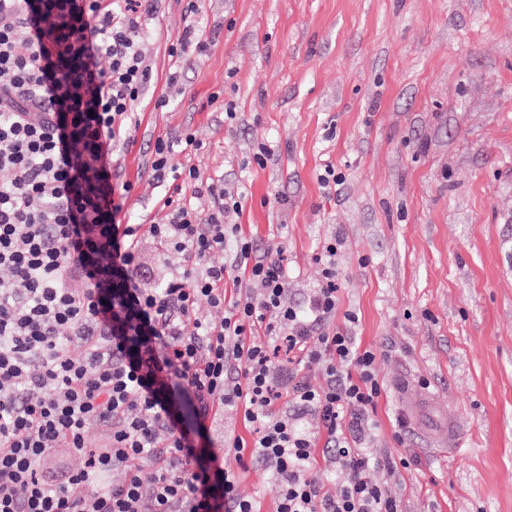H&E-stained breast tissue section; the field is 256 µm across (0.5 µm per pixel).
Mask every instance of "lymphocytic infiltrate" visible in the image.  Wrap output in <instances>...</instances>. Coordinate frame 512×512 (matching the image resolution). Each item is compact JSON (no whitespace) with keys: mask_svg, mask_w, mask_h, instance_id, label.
<instances>
[{"mask_svg":"<svg viewBox=\"0 0 512 512\" xmlns=\"http://www.w3.org/2000/svg\"><path fill=\"white\" fill-rule=\"evenodd\" d=\"M154 7L0 0V512H258L205 446L218 405L252 425L234 452L270 465L276 512H400L367 477L382 386L358 316L338 311L335 241L315 256L318 285L291 302L283 257L258 254L234 221L241 195L173 163L195 148L189 133L154 143L162 222L128 215L135 186L114 182L112 148L130 141L153 79L141 17ZM146 239L178 259L154 288L141 283ZM227 245L231 268L208 264ZM234 271L251 291L230 300ZM74 278L85 289L69 288ZM203 301L222 317L200 313ZM92 428L103 446L86 447ZM58 447L84 468L48 475ZM320 450L346 473L333 495L306 476ZM115 468L126 472L118 485L105 480Z\"/></svg>","mask_w":512,"mask_h":512,"instance_id":"f902f5d3","label":"lymphocytic infiltrate"}]
</instances>
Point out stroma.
<instances>
[{
    "label": "stroma",
    "mask_w": 512,
    "mask_h": 512,
    "mask_svg": "<svg viewBox=\"0 0 512 512\" xmlns=\"http://www.w3.org/2000/svg\"><path fill=\"white\" fill-rule=\"evenodd\" d=\"M195 20L206 48L179 61L181 0L141 19L154 79L113 155L137 184L130 212L163 218L150 147L189 131L201 148L174 163L241 191L240 230L282 249L293 302L336 240L340 309L383 385L370 450L414 460L370 477L401 512H512V0H200ZM208 426L241 493L274 512L269 466L232 450L242 411Z\"/></svg>",
    "instance_id": "35a3bbf8"
}]
</instances>
